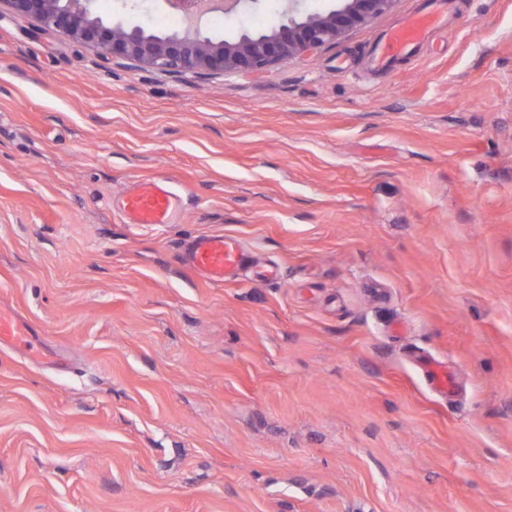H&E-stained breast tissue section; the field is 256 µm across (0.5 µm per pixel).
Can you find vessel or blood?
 Returning a JSON list of instances; mask_svg holds the SVG:
<instances>
[{
	"instance_id": "vessel-or-blood-1",
	"label": "vessel or blood",
	"mask_w": 512,
	"mask_h": 512,
	"mask_svg": "<svg viewBox=\"0 0 512 512\" xmlns=\"http://www.w3.org/2000/svg\"><path fill=\"white\" fill-rule=\"evenodd\" d=\"M428 3V9L387 32L380 45V63L405 56L424 41L437 8L447 6L448 0H428ZM173 200L174 193L166 181L146 180L125 193L122 209L132 223L167 224L172 219ZM183 260L201 279L221 284L236 277L246 262V253L235 236L205 234L189 241ZM0 345L10 346L31 358L41 353V342L33 325L3 308H0Z\"/></svg>"
}]
</instances>
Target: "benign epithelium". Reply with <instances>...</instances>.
<instances>
[{
	"mask_svg": "<svg viewBox=\"0 0 512 512\" xmlns=\"http://www.w3.org/2000/svg\"><path fill=\"white\" fill-rule=\"evenodd\" d=\"M34 19L42 28L60 31L102 58L164 74L197 76L227 71L261 72L279 61L336 43L346 32L389 11L396 0H339L324 14L288 13L278 27L242 32L215 41L201 34L202 0H166L180 13L182 33H152L140 25H107L90 9L91 0H0Z\"/></svg>",
	"mask_w": 512,
	"mask_h": 512,
	"instance_id": "7a95c632",
	"label": "benign epithelium"
}]
</instances>
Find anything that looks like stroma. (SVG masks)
<instances>
[{"label": "stroma", "mask_w": 512, "mask_h": 512, "mask_svg": "<svg viewBox=\"0 0 512 512\" xmlns=\"http://www.w3.org/2000/svg\"><path fill=\"white\" fill-rule=\"evenodd\" d=\"M424 7L208 78L0 7V307L44 351L0 345V512H512V0L374 67ZM91 9L183 29L163 0ZM156 178L174 223H127ZM202 234L242 240L236 281L182 263Z\"/></svg>", "instance_id": "1"}]
</instances>
